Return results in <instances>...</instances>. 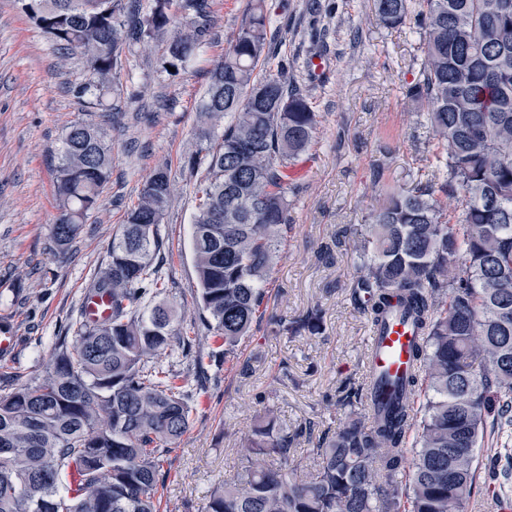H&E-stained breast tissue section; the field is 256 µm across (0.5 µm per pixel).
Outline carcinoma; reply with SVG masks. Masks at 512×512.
I'll return each instance as SVG.
<instances>
[{
    "mask_svg": "<svg viewBox=\"0 0 512 512\" xmlns=\"http://www.w3.org/2000/svg\"><path fill=\"white\" fill-rule=\"evenodd\" d=\"M213 0H29L25 14L63 55L85 59L77 88L120 90L122 54L166 39L163 68L186 69L211 40ZM388 27L420 36L422 67L405 97L427 106L438 179L391 193L358 242L372 328L392 315L418 340L407 374L380 376L364 414L288 465V434L258 423L236 475L204 512H464L475 448L497 411L512 436V0H376ZM275 37L250 0L236 39L210 74L197 149L193 254L200 319L233 356L267 297L292 223L289 165L311 145L317 115L285 69L259 76ZM103 128L76 121L55 165L52 237L69 246L111 174ZM460 195L456 219L438 194ZM172 195L158 170L112 238L88 293L107 318L79 321L40 378L0 391V512H160L163 456L189 428V395L157 357L180 335L164 283L159 234ZM312 309L292 330L314 331Z\"/></svg>",
    "mask_w": 512,
    "mask_h": 512,
    "instance_id": "carcinoma-1",
    "label": "carcinoma"
}]
</instances>
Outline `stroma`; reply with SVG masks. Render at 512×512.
<instances>
[{
    "instance_id": "obj_1",
    "label": "stroma",
    "mask_w": 512,
    "mask_h": 512,
    "mask_svg": "<svg viewBox=\"0 0 512 512\" xmlns=\"http://www.w3.org/2000/svg\"><path fill=\"white\" fill-rule=\"evenodd\" d=\"M265 0L271 28L283 42L260 73L287 66L308 94L318 125L301 155L306 168L290 181L293 222L267 285V304L222 363L221 339L196 313L191 221L196 183L183 166L196 142L199 108L217 60L232 45L247 0H214V38L184 72L162 69L166 44L145 40L132 49L121 75L116 110L77 95L87 78L80 57H63L15 0H0V322L12 325L15 349L0 358V383L42 376L59 337L80 317L84 292L108 260L112 237L159 166H167L173 200L160 226L165 299L181 331L197 341L191 354L172 344L161 356L195 393L189 429L169 451L162 512H200L211 489L241 465L256 419L273 411L299 457L338 431L363 384L371 323L358 290L354 241L387 193L434 175L436 139L403 87L421 66L418 34L381 23L374 0ZM327 66L323 80L308 69ZM100 124L112 146V174L77 239L55 244L58 214L53 160L71 123ZM323 312L313 333L290 334L291 321ZM503 443L486 431L476 450L478 476L464 512H512V468Z\"/></svg>"
}]
</instances>
